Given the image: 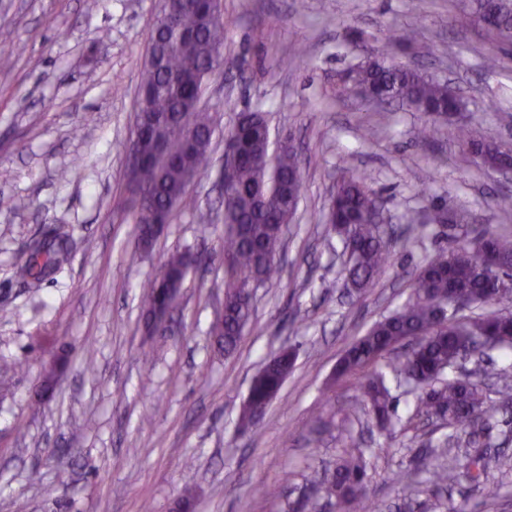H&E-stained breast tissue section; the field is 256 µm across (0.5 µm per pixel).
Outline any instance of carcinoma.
I'll return each mask as SVG.
<instances>
[{"label": "carcinoma", "mask_w": 512, "mask_h": 512, "mask_svg": "<svg viewBox=\"0 0 512 512\" xmlns=\"http://www.w3.org/2000/svg\"><path fill=\"white\" fill-rule=\"evenodd\" d=\"M181 5L175 26L157 18L158 40L154 48L161 65H143L138 96L143 98L139 139L129 142L141 162L127 173V190L138 188L140 207L128 205L136 224V248L147 252L156 239V228L169 220L172 209L198 210L188 192L197 178L209 174L215 124L200 107L206 82L224 64V21L197 0H174ZM459 18L487 31L500 45L512 44V0H456ZM352 79L362 88L386 91L390 99L409 104L435 120L443 119L453 97L448 83L417 69L401 66L376 53L353 69ZM457 143L491 169L512 162V149L489 143L469 126L456 131ZM224 146L236 152V160L224 165V247L218 254L201 255L188 249L170 253L157 274L143 285L142 307L146 326L157 328L156 314L167 308L171 293L183 287L189 271L202 263L224 266V321L212 326L224 353L236 350L253 312L256 291L277 278V255L300 202L302 159L291 136L272 144L264 113L238 114L224 133ZM377 197L366 179L354 173L349 159L336 184L325 214V223L350 249L345 279L357 291L375 286L391 255L381 225L366 217ZM462 219L441 208L408 217V224H452ZM64 251V239L55 235L42 253H32L25 273L34 281L46 278ZM512 236L487 228H475L468 245L450 247L420 266L411 278V294L394 314L375 323L340 358L336 376H343L376 361L403 339L414 341L404 360L392 367L399 382L419 389L414 416L448 425L445 443L464 449L427 469V489L450 490L461 480L476 486L488 479L486 431L499 412L512 407L487 401L482 390L455 375L460 345L485 336L496 338L499 349L512 350V311L463 317L446 303L452 288L471 306L512 304ZM295 353L281 350L256 378L241 411L245 425L253 423L280 391L292 370ZM452 373L440 383L444 372ZM361 401L380 430L388 429L396 416V400L382 371L372 373L361 385ZM367 449L349 440L332 472H312L311 489L325 491L335 512H360L367 479Z\"/></svg>", "instance_id": "carcinoma-1"}]
</instances>
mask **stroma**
I'll return each mask as SVG.
<instances>
[{"label": "stroma", "mask_w": 512, "mask_h": 512, "mask_svg": "<svg viewBox=\"0 0 512 512\" xmlns=\"http://www.w3.org/2000/svg\"><path fill=\"white\" fill-rule=\"evenodd\" d=\"M157 0H0V512H173L192 486L189 512H288L310 494L309 474L334 468L342 450L326 419L345 420L369 448L364 502L396 512L415 499L426 512H512V421L497 422L489 480L475 490L420 492V466L446 425L413 416L416 390L397 391L400 421L368 434L360 405L367 371L335 378L340 357L408 299L416 267L464 243L460 227L406 231L415 211L454 204L474 226L512 231L495 198L503 182L461 153L455 125L424 144V118L376 112L344 89L358 44L394 43L395 60L451 79L466 120L490 142L512 138V54L458 21L452 0H222L224 69L204 109L216 119L210 174L189 187L220 210L224 131L240 112L266 113L272 137L292 134L304 194L278 257L280 273L254 302L237 350L219 353L209 331L224 305V270L188 274L169 326L147 333L142 285L175 249L224 246L221 219L199 223L174 208L152 250L135 249L123 221L126 148ZM414 29V46L399 44ZM309 66H299L296 51ZM496 54V69L483 58ZM369 176L384 223L400 229L377 285L348 288L339 237L320 217L342 158ZM428 172V185L419 175ZM68 235L61 269L38 285L22 275L29 242L47 227ZM297 350L292 371L258 421L240 411L265 363ZM58 364L52 392L37 399ZM152 414V425L142 417ZM407 471L406 482L394 475Z\"/></svg>", "instance_id": "obj_1"}]
</instances>
